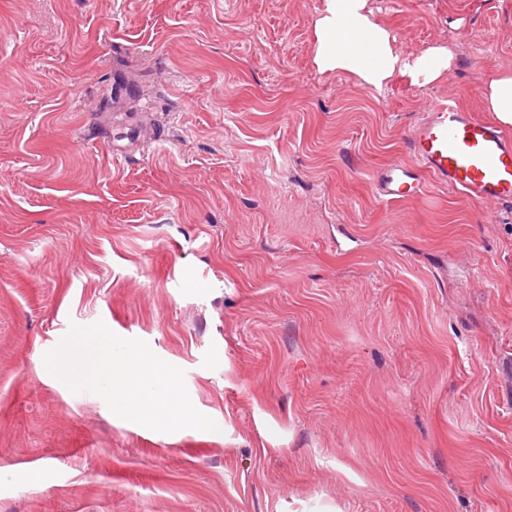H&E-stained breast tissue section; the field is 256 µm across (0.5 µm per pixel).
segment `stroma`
Returning a JSON list of instances; mask_svg holds the SVG:
<instances>
[{"label": "stroma", "mask_w": 512, "mask_h": 512, "mask_svg": "<svg viewBox=\"0 0 512 512\" xmlns=\"http://www.w3.org/2000/svg\"><path fill=\"white\" fill-rule=\"evenodd\" d=\"M371 6L448 74L319 72L321 0H0V512H512V203L372 183L490 120L512 0ZM99 320L222 432L52 376Z\"/></svg>", "instance_id": "stroma-1"}]
</instances>
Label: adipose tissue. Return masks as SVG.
I'll use <instances>...</instances> for the list:
<instances>
[{"mask_svg": "<svg viewBox=\"0 0 512 512\" xmlns=\"http://www.w3.org/2000/svg\"><path fill=\"white\" fill-rule=\"evenodd\" d=\"M314 34L313 61L319 72L348 73L377 91L397 76L415 84L438 80L452 63L442 46L418 54L398 49L390 31L375 21L369 0H322ZM481 100L502 127L511 128L512 72L489 76Z\"/></svg>", "mask_w": 512, "mask_h": 512, "instance_id": "1", "label": "adipose tissue"}]
</instances>
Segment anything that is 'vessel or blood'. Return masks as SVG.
I'll return each instance as SVG.
<instances>
[{
    "label": "vessel or blood",
    "instance_id": "b4317fda",
    "mask_svg": "<svg viewBox=\"0 0 512 512\" xmlns=\"http://www.w3.org/2000/svg\"><path fill=\"white\" fill-rule=\"evenodd\" d=\"M409 151L411 162L390 164L374 174L382 200L416 197L431 178L476 205L512 202V138L493 123L439 101L413 127Z\"/></svg>",
    "mask_w": 512,
    "mask_h": 512
}]
</instances>
